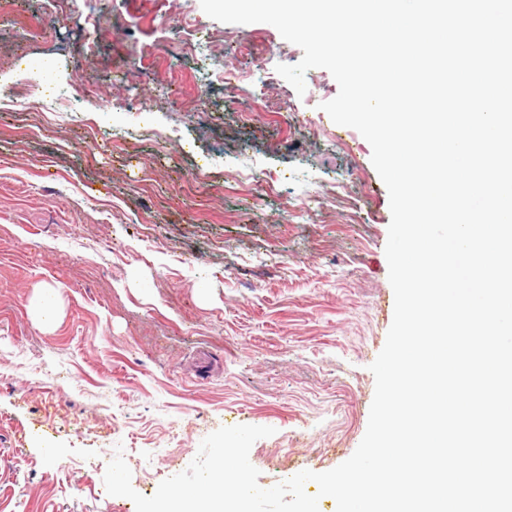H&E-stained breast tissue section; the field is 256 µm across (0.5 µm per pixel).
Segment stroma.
<instances>
[{"label":"stroma","mask_w":512,"mask_h":512,"mask_svg":"<svg viewBox=\"0 0 512 512\" xmlns=\"http://www.w3.org/2000/svg\"><path fill=\"white\" fill-rule=\"evenodd\" d=\"M13 0L0 13V512H136L224 425L274 428L261 487L346 461L393 316L371 146L275 67L302 50L200 0ZM89 96L33 107L29 81ZM265 81H249L255 69ZM235 87H227L226 79ZM60 294L56 321L35 313ZM58 290L47 289L40 293L35 303V309L40 320L47 325L56 319Z\"/></svg>","instance_id":"35a3bbf8"}]
</instances>
